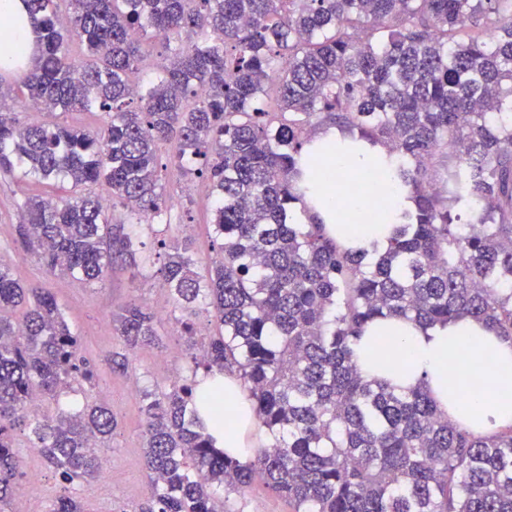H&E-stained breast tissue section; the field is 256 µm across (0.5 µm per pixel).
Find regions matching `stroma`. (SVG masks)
Listing matches in <instances>:
<instances>
[{
  "label": "stroma",
  "mask_w": 512,
  "mask_h": 512,
  "mask_svg": "<svg viewBox=\"0 0 512 512\" xmlns=\"http://www.w3.org/2000/svg\"><path fill=\"white\" fill-rule=\"evenodd\" d=\"M157 155L170 195L169 210L163 220L136 227L145 244V271L137 277L126 264L118 262L102 282L92 285L50 276L42 261L23 251L17 236L20 205L27 196L42 193L44 187L18 169L0 173V259L11 262L13 275L20 283L40 284L54 292L78 338L80 357L95 367L92 383L74 393V400L105 404L119 421L111 442L98 450L104 472L90 483L61 482L42 457L32 452L28 434L17 436V452L25 467L22 497L27 512H50L63 495L81 498L85 512H138L140 504L152 494L143 466L141 392L146 387L165 389L174 380L192 377L194 364L183 335L185 320L194 322L198 344L207 343L217 331L214 312L208 305L198 304L190 315L175 307L167 289L161 286V262L154 255L157 240L188 238L199 268H208L215 256L210 185L206 180L183 176L170 146H160ZM140 300L156 314L163 343L139 352L127 371L113 370L108 354L122 351L123 346L112 315ZM224 506L227 512H291L285 499L259 481L244 490H225Z\"/></svg>",
  "instance_id": "1"
}]
</instances>
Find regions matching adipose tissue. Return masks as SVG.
<instances>
[{
	"label": "adipose tissue",
	"instance_id": "1",
	"mask_svg": "<svg viewBox=\"0 0 512 512\" xmlns=\"http://www.w3.org/2000/svg\"><path fill=\"white\" fill-rule=\"evenodd\" d=\"M0 16L9 28L0 29V50L22 46L32 56L28 10L23 0H0ZM315 152L302 153L299 162L308 167L321 162L341 163L363 184L362 193L337 194L335 188L319 187L310 206L330 236L346 250L374 256L388 244L403 212L409 209L406 192L386 179L376 162L386 149L352 147L349 138L336 130L316 132ZM382 211L383 221L374 224H341V212ZM354 361L368 380L384 379L399 389L423 388L449 422L472 434L489 437L512 425V341L496 336L484 324L464 317L425 328L408 320L389 317L366 328L354 346ZM224 394L232 398L238 413L224 434V447L238 453L241 462L251 458L255 445L252 422L242 411L251 403L233 377H225Z\"/></svg>",
	"mask_w": 512,
	"mask_h": 512
}]
</instances>
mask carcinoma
<instances>
[{"instance_id":"cac0c4a2","label":"carcinoma","mask_w":512,"mask_h":512,"mask_svg":"<svg viewBox=\"0 0 512 512\" xmlns=\"http://www.w3.org/2000/svg\"><path fill=\"white\" fill-rule=\"evenodd\" d=\"M24 2L34 65L18 83L0 80V170L70 185L64 197L25 199V250L88 285L116 259L136 265L143 242L110 224L108 205L130 224L167 211L161 143L214 197L206 273L190 241L160 242L163 287L189 315L208 301L219 330L194 361L215 376L212 398L185 380L142 392L154 489L143 512H219L212 487L256 478L294 512H512V425L475 437L427 392L368 381L352 358L368 324L392 316L425 327L471 317L512 339V0ZM148 34L179 48L134 85ZM7 98L108 120L23 123ZM329 127L386 147L383 167L411 200L369 260L342 249L306 203L325 169L303 178L301 151ZM114 321L129 351L159 344L148 307L131 303ZM227 372L265 436L246 464L198 415L206 401L217 423L231 414ZM93 377L55 295L22 287L1 260L0 512L23 489L15 440L26 430L63 481L101 474L112 410L26 411L32 396L55 400ZM50 512L84 507L61 496Z\"/></svg>"}]
</instances>
